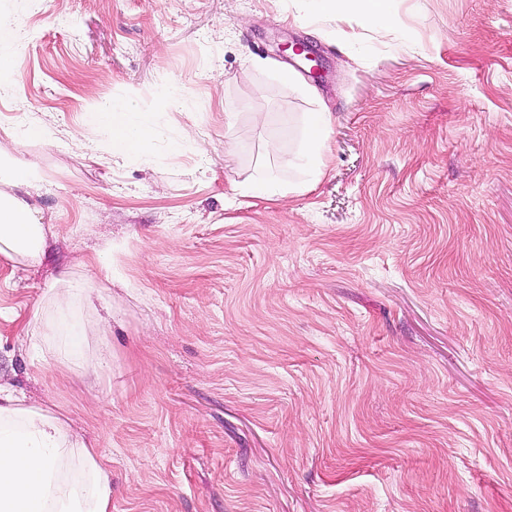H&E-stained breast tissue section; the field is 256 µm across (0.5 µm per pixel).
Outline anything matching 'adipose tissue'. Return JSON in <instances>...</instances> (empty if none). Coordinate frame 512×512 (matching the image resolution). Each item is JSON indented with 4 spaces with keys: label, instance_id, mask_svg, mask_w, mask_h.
<instances>
[{
    "label": "adipose tissue",
    "instance_id": "obj_1",
    "mask_svg": "<svg viewBox=\"0 0 512 512\" xmlns=\"http://www.w3.org/2000/svg\"><path fill=\"white\" fill-rule=\"evenodd\" d=\"M362 10L387 23L391 0H304L305 13L334 19L341 6ZM112 143L129 159L149 154L159 130L151 123L130 126L125 113L101 110ZM331 129L329 113H305L295 163L319 180ZM34 173L23 165L0 170V256L34 266L41 262L47 229L22 200L4 193L7 185L30 183ZM80 458L83 479L64 487L56 468L66 452ZM0 512H112L111 470L96 448L74 437L67 422L49 410L26 404L0 386Z\"/></svg>",
    "mask_w": 512,
    "mask_h": 512
}]
</instances>
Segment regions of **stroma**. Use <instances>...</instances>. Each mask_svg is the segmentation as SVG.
Here are the masks:
<instances>
[{
  "label": "stroma",
  "mask_w": 512,
  "mask_h": 512,
  "mask_svg": "<svg viewBox=\"0 0 512 512\" xmlns=\"http://www.w3.org/2000/svg\"><path fill=\"white\" fill-rule=\"evenodd\" d=\"M301 8L0 0V140L48 229L0 257V383L97 448L112 512H512V0ZM101 102L159 126L149 158ZM65 272L99 299L50 309ZM304 15L297 20L304 22L308 14L318 15L324 19H334L343 4L359 8L371 20L380 24H386L390 19V0H304ZM110 130L113 146L128 159H139L149 154L159 130L150 122L132 127L124 112H110L106 106L97 113ZM329 112H307L301 124L300 150L295 164L317 182L324 167V154L331 129Z\"/></svg>",
  "instance_id": "obj_1"
}]
</instances>
